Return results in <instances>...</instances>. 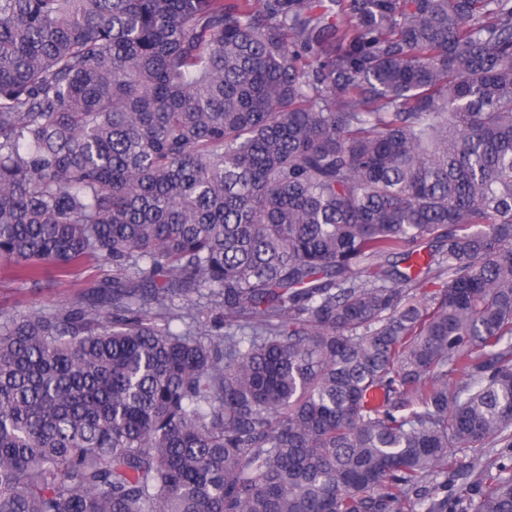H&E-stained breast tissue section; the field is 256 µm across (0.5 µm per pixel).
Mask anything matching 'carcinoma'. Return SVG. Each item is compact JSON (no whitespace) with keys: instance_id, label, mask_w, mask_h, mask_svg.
Instances as JSON below:
<instances>
[{"instance_id":"1","label":"carcinoma","mask_w":512,"mask_h":512,"mask_svg":"<svg viewBox=\"0 0 512 512\" xmlns=\"http://www.w3.org/2000/svg\"><path fill=\"white\" fill-rule=\"evenodd\" d=\"M86 258L0 512H512V0H0V261Z\"/></svg>"}]
</instances>
